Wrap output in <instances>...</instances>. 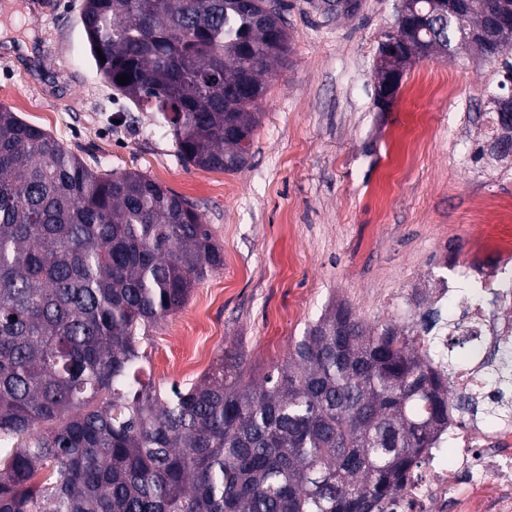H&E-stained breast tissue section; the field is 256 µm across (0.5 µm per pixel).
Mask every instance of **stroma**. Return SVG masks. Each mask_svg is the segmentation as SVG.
<instances>
[{
	"instance_id": "1",
	"label": "stroma",
	"mask_w": 512,
	"mask_h": 512,
	"mask_svg": "<svg viewBox=\"0 0 512 512\" xmlns=\"http://www.w3.org/2000/svg\"><path fill=\"white\" fill-rule=\"evenodd\" d=\"M288 2L290 59L265 74L251 157L230 174L185 166L167 130L101 79L84 0H0V103L87 164L141 171L189 199L224 250L223 268L149 331L146 375L163 389L195 382L232 346L263 376L333 305L401 323L421 312L401 299L438 286L448 260L512 258V227L474 216L512 199V157L472 158L490 141L498 65L472 49L411 60L382 111L377 55L396 0L339 19ZM419 115L433 137L415 148Z\"/></svg>"
}]
</instances>
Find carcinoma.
<instances>
[{
  "instance_id": "obj_1",
  "label": "carcinoma",
  "mask_w": 512,
  "mask_h": 512,
  "mask_svg": "<svg viewBox=\"0 0 512 512\" xmlns=\"http://www.w3.org/2000/svg\"><path fill=\"white\" fill-rule=\"evenodd\" d=\"M287 8L84 0L82 23L97 70L186 165L235 173L262 75L290 53ZM509 12L512 0H474L412 42L446 53L478 15ZM511 47L494 32L483 52L496 63ZM506 120L512 101L492 132ZM222 265L192 203L88 165L0 104V512H386L453 410L416 347L438 312L368 325L340 305L260 381L235 347L190 386L142 380L149 330ZM486 376L485 418L511 419L512 342Z\"/></svg>"
}]
</instances>
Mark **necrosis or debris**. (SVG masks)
Here are the masks:
<instances>
[{"label":"necrosis or debris","instance_id":"4bbe7bcc","mask_svg":"<svg viewBox=\"0 0 512 512\" xmlns=\"http://www.w3.org/2000/svg\"><path fill=\"white\" fill-rule=\"evenodd\" d=\"M434 304L443 321L463 323L486 343L512 339V262L497 258L453 263ZM437 346L430 337L418 341L434 369L449 372L452 392L480 399L494 395L481 358L451 368ZM392 508L394 512H512V420L481 425L450 417L444 432L424 450Z\"/></svg>","mask_w":512,"mask_h":512}]
</instances>
